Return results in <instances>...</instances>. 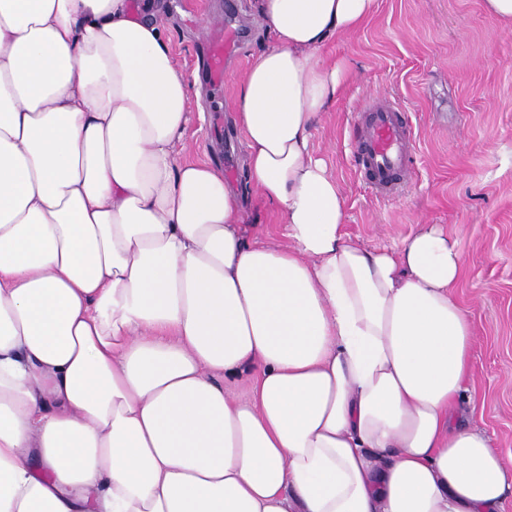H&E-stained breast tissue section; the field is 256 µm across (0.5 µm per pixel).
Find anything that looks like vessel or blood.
I'll use <instances>...</instances> for the list:
<instances>
[{
	"label": "vessel or blood",
	"instance_id": "b4317fda",
	"mask_svg": "<svg viewBox=\"0 0 512 512\" xmlns=\"http://www.w3.org/2000/svg\"><path fill=\"white\" fill-rule=\"evenodd\" d=\"M207 73L214 83L224 81V38L211 45ZM358 165L372 191L381 197L395 196L411 173V135L400 112L375 101L359 115Z\"/></svg>",
	"mask_w": 512,
	"mask_h": 512
}]
</instances>
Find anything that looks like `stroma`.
I'll return each instance as SVG.
<instances>
[{"label":"stroma","mask_w":512,"mask_h":512,"mask_svg":"<svg viewBox=\"0 0 512 512\" xmlns=\"http://www.w3.org/2000/svg\"><path fill=\"white\" fill-rule=\"evenodd\" d=\"M166 34L194 95L185 158L220 166L243 186L245 145L230 118L237 78L266 37L253 0H165ZM234 42L223 87L204 65L212 26ZM326 61L349 75L312 138L346 199L345 230L366 249L389 247L416 225L437 224L459 241L455 290L475 343L470 422L512 459V24L485 0H378L362 27L329 43ZM399 107L413 136L411 178L393 198L373 194L357 168L356 116L370 97Z\"/></svg>","instance_id":"obj_1"}]
</instances>
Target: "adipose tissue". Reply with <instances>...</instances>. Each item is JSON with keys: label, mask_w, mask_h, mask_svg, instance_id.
<instances>
[{"label": "adipose tissue", "mask_w": 512, "mask_h": 512, "mask_svg": "<svg viewBox=\"0 0 512 512\" xmlns=\"http://www.w3.org/2000/svg\"><path fill=\"white\" fill-rule=\"evenodd\" d=\"M376 3L256 0L231 113L282 247L184 158L159 0H0V512H504L457 242L363 249L310 147Z\"/></svg>", "instance_id": "obj_1"}]
</instances>
